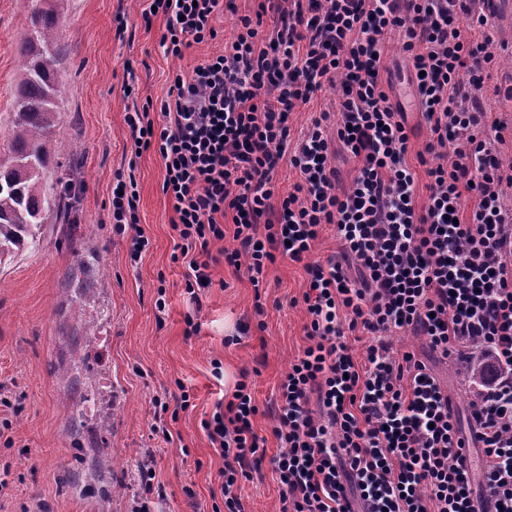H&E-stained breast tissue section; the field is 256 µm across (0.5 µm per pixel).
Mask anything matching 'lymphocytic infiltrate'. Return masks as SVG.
Masks as SVG:
<instances>
[{
	"label": "lymphocytic infiltrate",
	"instance_id": "lymphocytic-infiltrate-1",
	"mask_svg": "<svg viewBox=\"0 0 512 512\" xmlns=\"http://www.w3.org/2000/svg\"><path fill=\"white\" fill-rule=\"evenodd\" d=\"M150 2L142 18L164 17V55L217 38L223 0ZM267 3L278 14L270 35L239 17L221 53L190 75L174 73L168 100L125 115L132 156L151 149L164 163L162 191L178 215L172 258L188 267V294L213 283L210 246L228 236L237 246L221 260L245 268L252 285L279 256L307 274L309 344L278 385V452L267 455L254 431L259 408L246 381L202 423L224 460L226 512H244L241 483L262 460L278 476L282 512H475L447 393L424 362L387 340L406 331L443 357L490 359L473 406L483 492L494 512H512V162L497 156L512 125L480 97L498 63L488 18L467 0ZM392 35L418 74L426 151L437 159L424 199L404 114L381 77ZM332 83L331 108L292 137L291 112ZM332 135L357 164L346 190ZM284 161L297 175L285 193L276 178ZM137 187L117 179L110 204L134 260L149 244ZM328 225L339 250L312 259ZM356 332L371 337L359 359L346 341Z\"/></svg>",
	"mask_w": 512,
	"mask_h": 512
}]
</instances>
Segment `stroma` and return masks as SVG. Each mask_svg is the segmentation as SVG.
<instances>
[{
  "label": "stroma",
  "instance_id": "1",
  "mask_svg": "<svg viewBox=\"0 0 512 512\" xmlns=\"http://www.w3.org/2000/svg\"><path fill=\"white\" fill-rule=\"evenodd\" d=\"M258 4L234 0L233 10L213 21L216 40L173 59L160 46L164 18L148 24L141 18L148 0H67L57 28V68L66 91L53 133L62 150L52 156L43 185L72 183L78 197L72 219L92 233L67 234L47 214L38 249L0 264V385L13 402L0 406V419L11 424L0 436V468L9 469L0 512H132L140 495L135 469L145 459L163 491L158 512H212L224 460L201 422L242 379L262 411L254 430L268 454L277 453L270 410L283 374L309 344L299 303L303 266L277 258L256 288L245 272L221 262L215 286L192 301L183 265L171 260L177 215L162 191L163 162L151 150L132 158L124 121L133 103L166 100L175 71L190 74L221 52L234 38L237 18L255 15ZM31 9V0H0V160L8 156L23 71L17 42L30 28ZM120 15L126 28L118 26ZM382 65L392 99L404 105L414 130L408 161L424 176L417 155L429 132L408 103L415 88L396 39L387 41ZM130 72L132 100L122 92ZM482 98L495 117L512 119V56H501ZM120 172L135 175L139 225L149 240L135 263L110 222V193ZM161 294L162 311L155 307ZM189 314L200 324L191 336L185 333ZM391 342L426 363L451 398L461 434L470 436L477 387L464 370L432 353L422 337L400 333ZM184 392L190 406L167 421L170 438L154 433L155 400L173 407ZM106 413L112 417L107 431L101 426ZM106 451L112 465L104 469L97 462ZM241 502L244 512H281V487L269 463L243 482Z\"/></svg>",
  "mask_w": 512,
  "mask_h": 512
}]
</instances>
